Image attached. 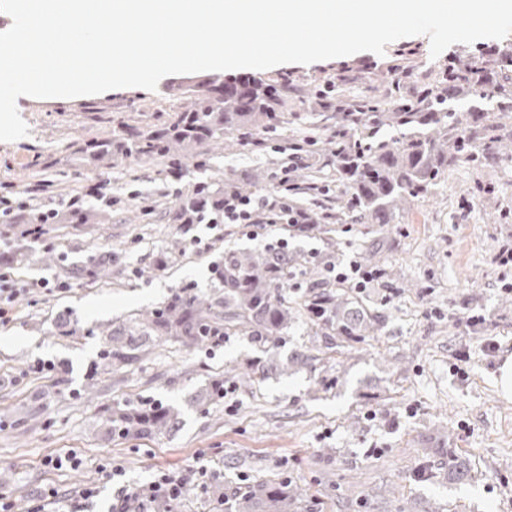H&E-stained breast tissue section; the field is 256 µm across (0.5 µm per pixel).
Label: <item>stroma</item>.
Instances as JSON below:
<instances>
[{
  "label": "stroma",
  "instance_id": "stroma-1",
  "mask_svg": "<svg viewBox=\"0 0 512 512\" xmlns=\"http://www.w3.org/2000/svg\"><path fill=\"white\" fill-rule=\"evenodd\" d=\"M486 45L457 43L434 59L428 37L418 35L386 45L381 56L364 51L262 71L263 79L289 80L292 96L304 102L299 119L257 130L256 150L214 148L186 160L179 173L165 159L135 163L116 155L92 165L78 148L110 138L124 123L162 124L188 106L176 89L198 74L165 76L153 92L19 97L29 134L0 142V197L54 211L57 219L38 242L25 238L24 225L8 227L10 273L32 285L0 313V491L10 492L12 512H107L119 487L149 484L199 457L206 476L192 479L170 512H220L226 488L285 480L302 488L309 512H512V399L501 398L496 383L512 355V264L497 261L512 247V162L489 176L469 165L448 169L435 198L411 202L402 223L384 231L335 220L342 188L326 128L317 132L321 144L289 172L315 183L293 201L326 215L325 233L293 238L275 224L256 239L236 224H197L188 235L170 220L173 205L201 181L218 186L254 175L252 196L270 195L289 145L314 133L320 107L313 91L324 77L343 76L355 100L381 96L396 81L412 98L433 81L434 69ZM408 65L412 74L400 77ZM101 174L112 185L108 205L86 194ZM482 180L492 193H475ZM73 198L90 223H68ZM499 210L504 219L493 221ZM193 234L200 246L190 244ZM268 238L339 266L355 260L399 270L400 280L359 291L386 318L380 336L329 350L297 317L273 357L284 364L305 350L313 365L253 381L229 375L264 355L247 336L225 337L212 351L166 336L135 359H113L106 331L175 294L222 296L213 266L240 250L263 252ZM48 245L54 261L47 265ZM107 249L111 277L75 284L74 271ZM164 253L169 263L160 270ZM471 314L482 323L466 326ZM47 360L56 372H36ZM217 378L232 392L212 402ZM153 403L177 413V430L141 439L113 433L114 407ZM452 451L468 460V479L449 474ZM59 453L75 454L80 467H44L46 456ZM108 462L121 466L120 476L102 472ZM49 487L55 497H43Z\"/></svg>",
  "mask_w": 512,
  "mask_h": 512
}]
</instances>
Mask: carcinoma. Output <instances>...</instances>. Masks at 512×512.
<instances>
[{
	"label": "carcinoma",
	"mask_w": 512,
	"mask_h": 512,
	"mask_svg": "<svg viewBox=\"0 0 512 512\" xmlns=\"http://www.w3.org/2000/svg\"><path fill=\"white\" fill-rule=\"evenodd\" d=\"M512 46L478 56L457 57L441 71L435 85H426L414 99L396 89L384 100L348 99L336 78V96L321 91L322 108L332 112L336 126L349 131L336 141V181L344 187L342 208L359 224H397L404 206L425 198L446 170L458 164L477 169L512 160ZM190 106L161 127L121 130L105 141L88 142L81 154L98 161L114 153L133 162L168 157L182 160L224 143V136L252 132L288 122V84L243 76L233 81L205 78L181 88ZM469 97L470 106L457 108ZM252 179L229 180L217 190L200 182L172 209L174 224H197L224 215V192L249 195ZM298 223L288 225L296 236L323 231L321 218L295 207ZM313 281L306 289L299 277ZM302 314L325 347H343L376 336L383 317L345 285L331 279L327 264L287 251L240 252L224 258V296H172L133 324L112 330V357L144 345L152 336H179L195 346L206 337L250 336L265 351L277 348L296 314ZM177 414L169 407L112 410V427L122 437L150 436L173 430ZM448 473L469 476L464 458L448 452ZM300 487L283 481L259 483L224 492V512H301Z\"/></svg>",
	"instance_id": "obj_1"
}]
</instances>
